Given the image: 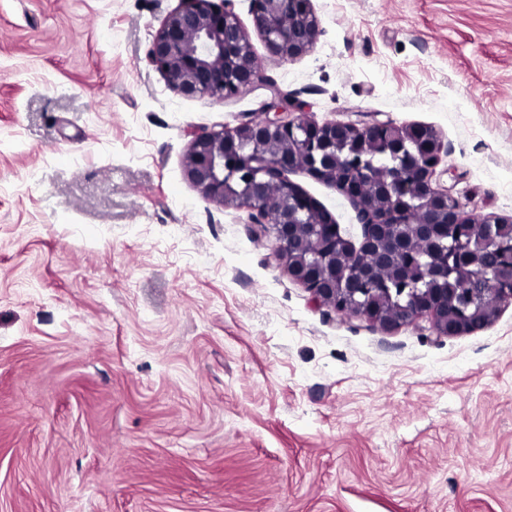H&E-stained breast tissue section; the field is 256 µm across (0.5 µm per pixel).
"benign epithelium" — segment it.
Listing matches in <instances>:
<instances>
[{
  "label": "benign epithelium",
  "instance_id": "1",
  "mask_svg": "<svg viewBox=\"0 0 512 512\" xmlns=\"http://www.w3.org/2000/svg\"><path fill=\"white\" fill-rule=\"evenodd\" d=\"M233 0H181L153 37L150 60L167 84L186 98L224 100L258 82L261 68ZM256 30L268 51L290 60L311 51L320 21L311 0H250ZM273 115L233 128L194 133L186 159L189 179L210 200L244 208L275 243L288 274L313 298L343 314L385 329L421 318L440 336H460L487 326L496 312L476 304L455 311L448 295L421 283L478 264L477 247L512 218L478 223L464 215L446 188L432 186L442 144L424 125L377 122L368 127L318 122L277 103ZM395 146L397 173L364 169L384 143ZM303 169L335 183L353 202L361 224L359 244L342 235L329 211L288 179ZM419 201L416 220L400 219L408 200ZM385 267L403 287L378 284ZM481 291L512 304V280L481 267Z\"/></svg>",
  "mask_w": 512,
  "mask_h": 512
}]
</instances>
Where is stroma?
<instances>
[{
  "mask_svg": "<svg viewBox=\"0 0 512 512\" xmlns=\"http://www.w3.org/2000/svg\"><path fill=\"white\" fill-rule=\"evenodd\" d=\"M179 4L0 0V512H512V305L460 336L337 313L185 171L278 91L432 127L434 185L511 217L512 0H312L288 61L233 0L263 78L224 101L147 57Z\"/></svg>",
  "mask_w": 512,
  "mask_h": 512,
  "instance_id": "stroma-1",
  "label": "stroma"
}]
</instances>
